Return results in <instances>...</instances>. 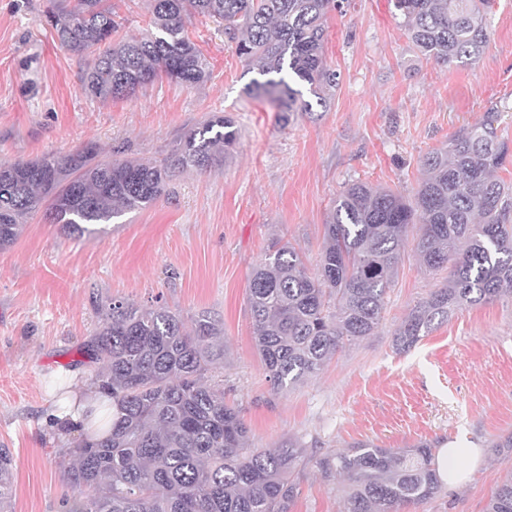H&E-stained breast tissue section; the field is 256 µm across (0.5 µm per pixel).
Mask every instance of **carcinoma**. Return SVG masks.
<instances>
[{
	"mask_svg": "<svg viewBox=\"0 0 512 512\" xmlns=\"http://www.w3.org/2000/svg\"><path fill=\"white\" fill-rule=\"evenodd\" d=\"M151 32L112 41L121 22L110 0H45L42 16L59 43L87 60L85 93L101 101L136 95L166 77L204 82L210 62L186 36L194 16L224 23V34L248 69V91L278 102L290 115L300 102L292 83L319 102L336 87L324 61L328 14L339 0H151ZM492 0H393L409 38L425 56L448 66L475 62L489 46ZM229 115H212L163 159H100L95 143L67 153L0 162V249L15 244L26 218L45 219L68 234L91 232L127 212L152 205L181 170H206L236 146ZM512 155L494 116L460 130L422 158L425 177L413 197L352 183L336 198L325 224L316 274L288 244L272 243L253 269L248 303L255 346L273 390L317 373L346 345L373 334L399 263L412 248L448 280L415 305L393 333L406 353L459 309L512 294V182L496 176ZM421 224L409 238L410 226ZM98 326L83 346L96 365L90 383L112 399V425H80L75 462L67 472L73 495L65 512H288L302 462L286 448L252 446L240 411L224 401L212 370L224 357V329L207 312L191 318L163 305L136 307L95 297ZM323 477L348 482L344 512H396L442 490L430 445L382 448L359 443L316 460ZM14 459L0 448V512H9ZM486 512H512V481L492 493Z\"/></svg>",
	"mask_w": 512,
	"mask_h": 512,
	"instance_id": "carcinoma-1",
	"label": "carcinoma"
}]
</instances>
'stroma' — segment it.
<instances>
[{"instance_id": "stroma-1", "label": "stroma", "mask_w": 512, "mask_h": 512, "mask_svg": "<svg viewBox=\"0 0 512 512\" xmlns=\"http://www.w3.org/2000/svg\"><path fill=\"white\" fill-rule=\"evenodd\" d=\"M42 0H0V161H26L96 142L102 159L154 162L211 113L231 115L235 151L173 177L151 206L69 236L35 215L0 250V448L15 459L12 512H63L78 431L42 418L88 384L81 347L98 324L92 297L161 303L183 318L208 311L224 326V399L259 448L295 442L288 512H343L342 477L316 458L361 442L477 448L461 457L464 485L398 512H485L512 479V297L463 308L411 351L392 332L445 281L406 252L375 332L347 345L304 382L275 392L253 340L247 285L271 242L298 249L316 271L325 222L345 184L412 195L420 159L496 112L512 146V0H495L489 46L449 67L422 55L391 0H343L327 20L325 61L338 83L325 105L283 118L247 92L254 75L223 29L192 18L188 35L210 59L209 79H160L136 97L103 102L81 87L84 64L40 20Z\"/></svg>"}]
</instances>
